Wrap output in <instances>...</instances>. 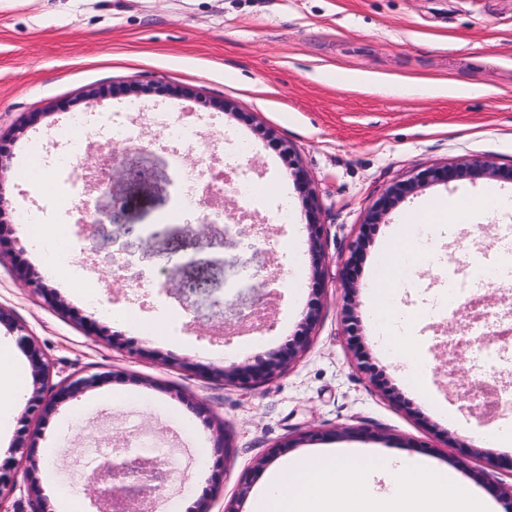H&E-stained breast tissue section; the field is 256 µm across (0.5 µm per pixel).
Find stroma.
I'll list each match as a JSON object with an SVG mask.
<instances>
[{
    "label": "stroma",
    "mask_w": 512,
    "mask_h": 512,
    "mask_svg": "<svg viewBox=\"0 0 512 512\" xmlns=\"http://www.w3.org/2000/svg\"><path fill=\"white\" fill-rule=\"evenodd\" d=\"M352 72L359 82H346ZM439 87L436 95H401L400 85ZM476 85L483 95L458 96L451 86ZM98 99L89 102L87 91ZM139 99L145 113L191 112L206 133L224 129L250 141L244 164L273 191L254 205L253 220L271 233L253 253L225 238L221 226L191 231L163 217L177 179L154 154L122 143L86 139L80 165L112 155L125 168L116 196L92 193L106 224L84 228L73 265L78 284L47 280L66 308L49 306L25 274L42 270L19 206L47 208L45 191L24 180L30 155L53 147L55 131L74 112H116ZM232 112H225V103ZM0 306L31 334L50 366V384L72 376L101 382L39 418L12 411L0 444H32L42 492L53 512L66 497L98 506L88 495L85 442L96 434L121 447L137 424L167 448L175 478L156 512L207 499L209 512H252V490L266 475L259 462L317 454L343 445L374 453L420 456L448 468L480 493L512 486V446L480 445L472 433L512 427V405L494 415L475 409L467 383L485 375L466 358L448 370L443 335L468 332L465 301L434 309L448 288L440 267L424 269L397 294L415 316L414 349L430 364L419 391L386 361L371 323L368 295L391 233L412 212L448 197L479 195L488 181H437L395 203L384 223L367 215L391 186L426 169L462 161L499 168L498 189L512 196V0H0ZM288 199L290 223L278 221ZM323 226V254L309 249L306 223ZM127 224L146 225V264L157 282L194 284L217 298L177 314L166 292L144 312L155 336L132 321L116 325L138 286L111 278L96 244L122 240ZM362 240L357 299H349L343 267ZM512 242V211L476 214L437 226V245L454 254L459 277L472 256L492 259ZM321 264L322 292L313 297L311 269ZM291 275L293 287L259 297L242 290V269L262 265ZM103 316L91 306L88 292ZM320 315L301 356L266 384L246 388L200 375L203 367L254 365L287 347L312 301ZM261 305L270 329L244 331L241 314ZM356 312L358 336L347 315ZM224 426L231 446L215 445Z\"/></svg>",
    "instance_id": "35a3bbf8"
}]
</instances>
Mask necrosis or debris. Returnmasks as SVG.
<instances>
[{"instance_id":"obj_1","label":"necrosis or debris","mask_w":512,"mask_h":512,"mask_svg":"<svg viewBox=\"0 0 512 512\" xmlns=\"http://www.w3.org/2000/svg\"><path fill=\"white\" fill-rule=\"evenodd\" d=\"M142 111L140 104L127 103L120 112L99 113L96 121H89L86 113H71L64 125L55 133L62 151L30 162L26 175L29 180L41 178L45 168L56 171V181L50 187L49 199L61 220L56 233L48 243H39L44 265L59 269L69 264L75 250V226L79 223H95L99 217L93 211L86 193L89 175L75 162L73 148L78 140L93 136L103 143L121 142L131 145H149L153 152L162 154L172 167H179L184 153L192 152L202 161L199 170L183 173L182 187L178 193L176 212L180 215L207 213L212 222L224 223L223 210L205 209V202L212 197L231 191L242 202L256 203L262 197L259 182L247 168L225 167L223 139L208 138L198 121L185 113L157 112L153 123L158 129L154 139L146 133L136 117Z\"/></svg>"}]
</instances>
